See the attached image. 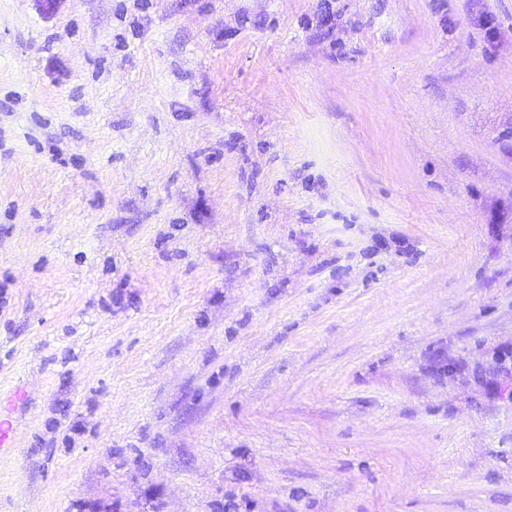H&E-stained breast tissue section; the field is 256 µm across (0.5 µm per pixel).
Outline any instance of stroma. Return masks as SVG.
I'll list each match as a JSON object with an SVG mask.
<instances>
[{
	"label": "stroma",
	"instance_id": "stroma-1",
	"mask_svg": "<svg viewBox=\"0 0 512 512\" xmlns=\"http://www.w3.org/2000/svg\"><path fill=\"white\" fill-rule=\"evenodd\" d=\"M512 0H0V512H512Z\"/></svg>",
	"mask_w": 512,
	"mask_h": 512
}]
</instances>
